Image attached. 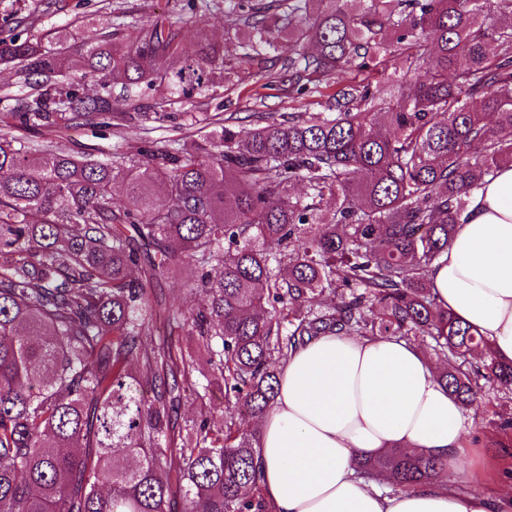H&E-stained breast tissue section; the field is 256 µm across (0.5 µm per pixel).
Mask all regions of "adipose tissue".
I'll return each instance as SVG.
<instances>
[{"label":"adipose tissue","mask_w":512,"mask_h":512,"mask_svg":"<svg viewBox=\"0 0 512 512\" xmlns=\"http://www.w3.org/2000/svg\"><path fill=\"white\" fill-rule=\"evenodd\" d=\"M427 279L442 309L512 361V166L472 196ZM461 432L460 406L416 344L326 335L281 364L256 461L275 512H512L511 481L497 493L439 484L385 493L354 472V457L392 449L456 466Z\"/></svg>","instance_id":"ef3b65f1"}]
</instances>
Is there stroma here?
Instances as JSON below:
<instances>
[{
    "instance_id": "35a3bbf8",
    "label": "stroma",
    "mask_w": 512,
    "mask_h": 512,
    "mask_svg": "<svg viewBox=\"0 0 512 512\" xmlns=\"http://www.w3.org/2000/svg\"><path fill=\"white\" fill-rule=\"evenodd\" d=\"M232 8L231 0H217L215 7L195 21L181 14L178 0H62L58 7L48 6L47 0H0V36L8 35L17 12L33 14L34 33L66 27L80 38L91 30L110 33L109 17L119 14L144 22L162 20L174 25L186 40L201 25L211 38L223 43V83L189 96H173L167 106L171 117L164 121L136 119L119 129L83 127L63 135L61 145L78 156L113 161L147 139L158 147L173 138L196 139L209 116L217 112L233 117L236 125L249 126L262 114L283 121L294 112L324 111L332 88L300 102L289 99L278 53H268L258 64L239 59V51L231 42L235 28ZM463 417V443L472 453L459 468L448 470L445 480L465 489L490 486L512 471V430L499 428L502 418H512V397L485 389L482 406L464 411Z\"/></svg>"
}]
</instances>
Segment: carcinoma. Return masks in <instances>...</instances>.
I'll return each instance as SVG.
<instances>
[{
    "label": "carcinoma",
    "instance_id": "cac0c4a2",
    "mask_svg": "<svg viewBox=\"0 0 512 512\" xmlns=\"http://www.w3.org/2000/svg\"><path fill=\"white\" fill-rule=\"evenodd\" d=\"M311 2L236 0L235 22L244 57L288 54L289 93L336 80L326 111L251 128L216 113L204 142H145L120 163L25 133L159 120L117 107L213 86L224 46L159 21L93 33L83 75L101 91L84 96L71 32L25 37L17 13L0 38L25 92L0 87L19 131L0 134V512H272L261 419L278 366L317 336L425 337L462 407L482 404V380L512 394V362L426 280L470 195L512 164V0ZM394 59L392 91L343 80ZM180 269L205 297L191 311L155 295ZM215 388L221 423L179 415ZM357 468L410 490L448 465L392 450Z\"/></svg>",
    "mask_w": 512,
    "mask_h": 512
}]
</instances>
